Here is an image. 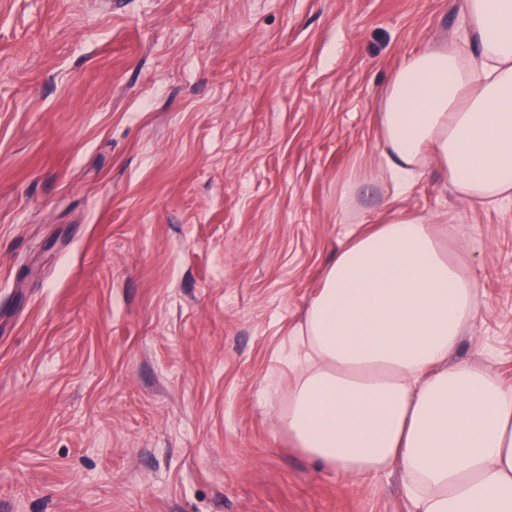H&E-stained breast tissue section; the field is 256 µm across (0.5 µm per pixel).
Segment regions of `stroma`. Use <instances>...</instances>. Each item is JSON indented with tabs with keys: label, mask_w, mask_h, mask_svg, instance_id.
I'll return each instance as SVG.
<instances>
[{
	"label": "stroma",
	"mask_w": 512,
	"mask_h": 512,
	"mask_svg": "<svg viewBox=\"0 0 512 512\" xmlns=\"http://www.w3.org/2000/svg\"><path fill=\"white\" fill-rule=\"evenodd\" d=\"M464 0H0V512H412L268 414L346 239L388 212L374 116ZM483 302L455 360L512 388V201L399 202Z\"/></svg>",
	"instance_id": "1"
}]
</instances>
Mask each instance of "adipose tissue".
Returning <instances> with one entry per match:
<instances>
[{
    "label": "adipose tissue",
    "mask_w": 512,
    "mask_h": 512,
    "mask_svg": "<svg viewBox=\"0 0 512 512\" xmlns=\"http://www.w3.org/2000/svg\"><path fill=\"white\" fill-rule=\"evenodd\" d=\"M463 37L477 58L442 44L392 73L384 165L351 169L343 195L386 177L409 193L433 164L461 198L512 200V0H466ZM480 303L430 219L354 235L297 329L287 405L278 380L264 390L294 448L353 479L398 469L414 512H512V389L452 359Z\"/></svg>",
    "instance_id": "ef3b65f1"
}]
</instances>
